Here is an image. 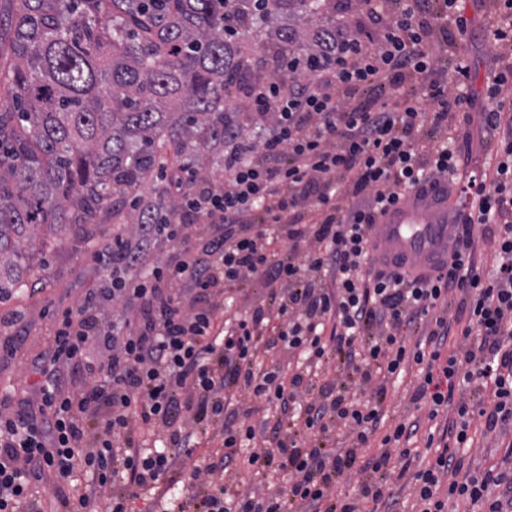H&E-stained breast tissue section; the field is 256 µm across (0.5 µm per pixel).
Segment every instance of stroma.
Here are the masks:
<instances>
[{
	"mask_svg": "<svg viewBox=\"0 0 512 512\" xmlns=\"http://www.w3.org/2000/svg\"><path fill=\"white\" fill-rule=\"evenodd\" d=\"M459 8L468 19L465 34L448 33L447 52L438 53L440 66L453 67L456 56L465 57L471 73L477 79L498 70L499 53L491 42L486 20L490 11L489 0H460ZM486 106L483 98H476L469 109L471 120L454 126L451 134L460 146V176L485 166L489 160V143L494 136L482 123L481 114ZM112 218L101 216L94 225V240L87 243L71 237H48L44 246L38 247L34 255V276L28 288L15 293L8 301L0 302V315L15 309L24 310L30 320L28 336H25L18 351H0V391H16L17 395L33 397L31 382L25 372V361L34 359L50 341L51 320L56 311L73 308L88 289L102 287L106 277L91 261L93 248L102 247L112 239ZM418 384L415 369H405L399 376L387 382V396L383 405L384 418L373 435L369 448L363 456H371L373 445L392 433L401 423L416 424L417 432L409 445L417 453L415 462L424 465L429 457L426 450L430 424L427 411L416 408L411 401L413 389Z\"/></svg>",
	"mask_w": 512,
	"mask_h": 512,
	"instance_id": "35a3bbf8",
	"label": "stroma"
}]
</instances>
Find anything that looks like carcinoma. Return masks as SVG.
Returning a JSON list of instances; mask_svg holds the SVG:
<instances>
[{
    "mask_svg": "<svg viewBox=\"0 0 512 512\" xmlns=\"http://www.w3.org/2000/svg\"><path fill=\"white\" fill-rule=\"evenodd\" d=\"M321 0H270L290 24L262 37L251 0H13L0 33V300L28 286L39 236L75 234L112 212L113 268L135 264L131 225L178 214L153 180L167 152L180 169L220 166L224 103L251 76L252 45L313 52L332 22L306 26ZM251 22L224 40V15ZM152 211L120 204L141 191Z\"/></svg>",
    "mask_w": 512,
    "mask_h": 512,
    "instance_id": "cac0c4a2",
    "label": "carcinoma"
}]
</instances>
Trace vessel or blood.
<instances>
[{
  "label": "vessel or blood",
  "instance_id": "1",
  "mask_svg": "<svg viewBox=\"0 0 512 512\" xmlns=\"http://www.w3.org/2000/svg\"><path fill=\"white\" fill-rule=\"evenodd\" d=\"M447 179L420 185L377 217L369 237L370 266H398L426 277L448 260L463 217L448 202Z\"/></svg>",
  "mask_w": 512,
  "mask_h": 512
}]
</instances>
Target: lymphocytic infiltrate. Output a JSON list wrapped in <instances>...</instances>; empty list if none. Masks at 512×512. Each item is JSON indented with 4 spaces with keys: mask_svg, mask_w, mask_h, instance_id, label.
Returning <instances> with one entry per match:
<instances>
[{
    "mask_svg": "<svg viewBox=\"0 0 512 512\" xmlns=\"http://www.w3.org/2000/svg\"><path fill=\"white\" fill-rule=\"evenodd\" d=\"M373 26H337L313 57L281 58L272 77L252 82L240 108L253 116L255 139L224 135V177L187 190L170 183L182 221L137 240L172 254L131 271L119 288H93L54 321L53 338L29 364L36 397L0 398V512H40L33 491H51L56 512H368L391 498L395 462L412 427L398 425L382 450L360 460L383 419L387 376L415 364L413 403L429 420L445 412L435 455L411 477L416 512H512V474L467 469L459 454L472 419L483 431L512 424V0H496L488 33L506 65L487 81L484 125L496 132L495 167L457 185L469 214L446 270L418 278L390 267L369 269L367 236L379 212L411 188L455 175L458 154L442 133L472 103L468 67H438L434 52L448 31L465 33L458 0H358ZM458 81L449 94V81ZM389 83L394 97L376 107L352 104L359 87ZM319 211L315 224L302 213ZM205 248L192 245L197 233ZM307 244L302 258L267 250L269 238ZM493 243L498 261L481 269L475 241ZM251 279L272 285L261 303L217 329L224 291ZM118 304L122 313L105 320ZM415 344H408V337ZM459 349L445 353L449 337ZM297 356L296 371L272 350ZM343 380L324 392V369ZM274 406L255 426L225 424L234 393ZM348 426L353 444L336 448L330 431ZM221 428L224 451L192 464L179 505L150 494L191 457L193 438ZM160 429L161 446L138 437ZM288 478L285 488L231 491L230 465ZM91 474L88 491L72 484ZM356 496L334 497L352 471Z\"/></svg>",
    "mask_w": 512,
    "mask_h": 512,
    "instance_id": "obj_1",
    "label": "lymphocytic infiltrate"
}]
</instances>
